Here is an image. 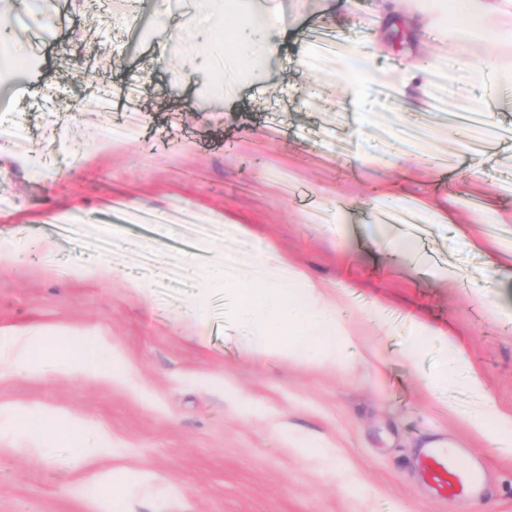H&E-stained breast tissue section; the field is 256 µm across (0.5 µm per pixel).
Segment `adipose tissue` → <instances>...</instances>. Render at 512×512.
Masks as SVG:
<instances>
[{
  "label": "adipose tissue",
  "mask_w": 512,
  "mask_h": 512,
  "mask_svg": "<svg viewBox=\"0 0 512 512\" xmlns=\"http://www.w3.org/2000/svg\"><path fill=\"white\" fill-rule=\"evenodd\" d=\"M421 17L438 35L448 41H466L469 32L449 26L433 0H382L381 18L390 20L400 9ZM250 298L237 308L251 327L246 353L257 361L286 360L295 364L316 363L321 368H350V359L359 354V339L351 327L338 318L328 300V287L304 271L292 269L288 260L275 251H264L249 275ZM49 330L45 326L0 325V365L19 372L40 371L69 377L114 374L125 378L118 354L109 360L99 356L97 342L84 336L72 337L74 352L67 360L35 359L34 352ZM466 384L480 400L479 407L464 415L463 421L477 434L504 446L512 445V416L499 411L475 373H468Z\"/></svg>",
  "instance_id": "1"
}]
</instances>
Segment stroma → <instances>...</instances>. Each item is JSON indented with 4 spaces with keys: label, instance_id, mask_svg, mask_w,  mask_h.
<instances>
[{
    "label": "stroma",
    "instance_id": "stroma-1",
    "mask_svg": "<svg viewBox=\"0 0 512 512\" xmlns=\"http://www.w3.org/2000/svg\"><path fill=\"white\" fill-rule=\"evenodd\" d=\"M68 2L50 45L29 0L0 9V21L26 32L19 51L46 59L28 87L0 89V118L22 132L0 136V323L55 326L49 357L65 337H101L133 376L124 385L0 369V512H512V451L462 422L476 403L463 376L428 384L456 341L512 416V149L478 154L449 138L430 91L388 105L363 99L372 121L357 128L329 54L311 51L305 29L315 23L371 52L377 80L393 87L422 65L470 100L496 97L492 121L512 131V84L472 77L488 64L512 70V16L451 44L407 14L379 24V0H263L284 21L268 33L281 51L265 81H227L200 114L188 98L217 76L220 48L202 54L191 30L162 48L127 37L154 24L164 0L141 12L131 0L106 11ZM127 77L141 92L105 111L102 94ZM90 129L98 142L71 153L68 142ZM415 129L434 131L431 150L450 165L406 149ZM357 139L381 147L366 160L352 151ZM427 206L444 223H423ZM62 207L71 223L53 222ZM384 211L412 214L397 229L418 255L393 248ZM339 216L337 236L328 226ZM204 239L210 251H199ZM34 244L36 257L17 267ZM262 245L330 287L381 368L359 363L349 375L251 359L220 287L206 321L190 317L198 268L224 254L248 269ZM100 267L110 274L92 283L87 273ZM423 324L439 334L408 360ZM228 384L238 398L225 396ZM13 409L49 415L40 451L14 428ZM62 419L103 431L108 451L63 465ZM436 438L483 460L485 498L467 505L425 483L417 451ZM104 472L115 490L99 487Z\"/></svg>",
    "mask_w": 512,
    "mask_h": 512
}]
</instances>
